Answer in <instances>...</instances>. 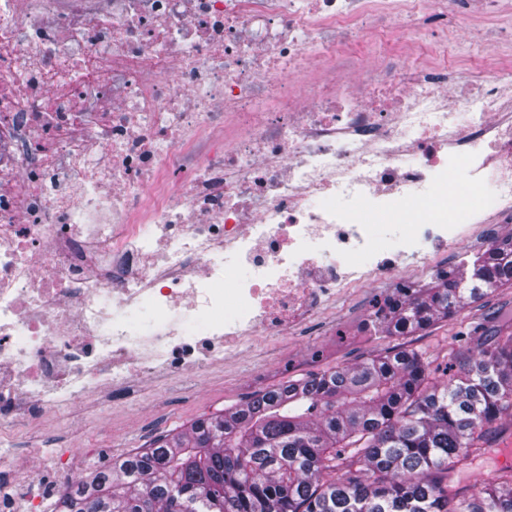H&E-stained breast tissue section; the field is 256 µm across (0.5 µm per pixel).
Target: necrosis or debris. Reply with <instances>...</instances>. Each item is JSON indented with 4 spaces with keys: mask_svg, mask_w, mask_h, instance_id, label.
Returning <instances> with one entry per match:
<instances>
[{
    "mask_svg": "<svg viewBox=\"0 0 512 512\" xmlns=\"http://www.w3.org/2000/svg\"><path fill=\"white\" fill-rule=\"evenodd\" d=\"M447 15L0 0V427L180 371L187 336L210 367L403 261L429 267L425 242L511 224L512 67L404 62ZM372 18L395 35L376 59L353 50ZM398 200L422 219L395 251L361 216Z\"/></svg>",
    "mask_w": 512,
    "mask_h": 512,
    "instance_id": "4bbe7bcc",
    "label": "necrosis or debris"
}]
</instances>
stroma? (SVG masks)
<instances>
[{"mask_svg":"<svg viewBox=\"0 0 512 512\" xmlns=\"http://www.w3.org/2000/svg\"><path fill=\"white\" fill-rule=\"evenodd\" d=\"M452 13L441 41L411 45L412 62L434 64L451 76L464 64L474 71L486 70L488 60L469 56L463 39L471 22L466 0H455ZM395 286V278L389 276L368 287L349 289L287 335L255 341L225 358L220 367L206 371L190 367L130 399L113 390L56 415L14 423L0 431V445L7 448L0 463V486L34 463L41 467L42 477L32 481L30 494L46 488L57 491L84 476L69 467L70 458L89 456L97 466L109 463L201 416L224 411L258 389L334 366H351L390 348L406 346L439 362L457 336L485 335L494 325V315L512 317V288H503L456 318L410 336L360 334L358 327L372 305Z\"/></svg>","mask_w":512,"mask_h":512,"instance_id":"1","label":"stroma"}]
</instances>
